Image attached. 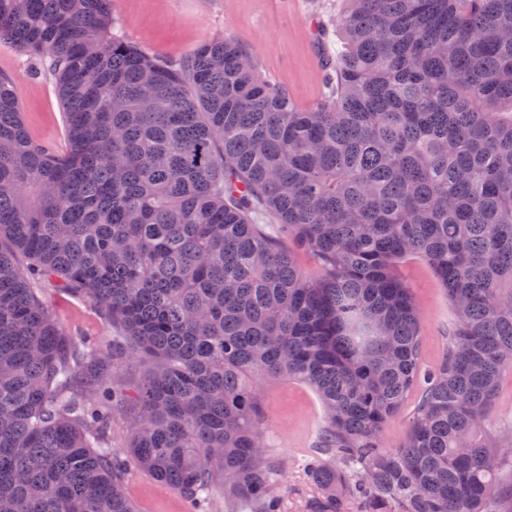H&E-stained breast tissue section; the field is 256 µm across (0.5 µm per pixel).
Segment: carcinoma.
Segmentation results:
<instances>
[{
	"label": "carcinoma",
	"instance_id": "obj_1",
	"mask_svg": "<svg viewBox=\"0 0 512 512\" xmlns=\"http://www.w3.org/2000/svg\"><path fill=\"white\" fill-rule=\"evenodd\" d=\"M343 2L342 64L300 107L230 33L170 63L115 32L112 0H0V47L39 57L68 136L36 143L0 74V512H137L132 464L193 512L220 482L283 512L257 391L283 376L327 415L307 512H512L488 423L512 374V0ZM409 256L455 314L423 377ZM35 279L124 335H70ZM419 394L411 393L406 399L400 413L391 418L383 427L382 438L386 444V449H392L401 444L406 436L408 424L414 413Z\"/></svg>",
	"mask_w": 512,
	"mask_h": 512
}]
</instances>
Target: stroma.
<instances>
[{"instance_id":"1","label":"stroma","mask_w":512,"mask_h":512,"mask_svg":"<svg viewBox=\"0 0 512 512\" xmlns=\"http://www.w3.org/2000/svg\"><path fill=\"white\" fill-rule=\"evenodd\" d=\"M114 16L123 35L142 49L168 61L179 60L204 41L234 31L255 46L262 73L285 87L299 106L319 99L326 81V63L344 50L336 18L341 0H115ZM0 73L8 75L17 93L30 136L51 148L67 144L64 113L52 78L33 56L0 48ZM397 273L409 289L418 313L420 367L440 365L448 351L454 310L432 268L421 258L405 259ZM38 296L55 320L75 336L111 342L116 331L90 298L46 282ZM269 455L282 466L288 484L285 512H306L313 487L304 471L317 456L326 426L325 408L308 385L281 377L268 382L260 397ZM126 492L138 512H190L172 488L148 473L131 468Z\"/></svg>"}]
</instances>
